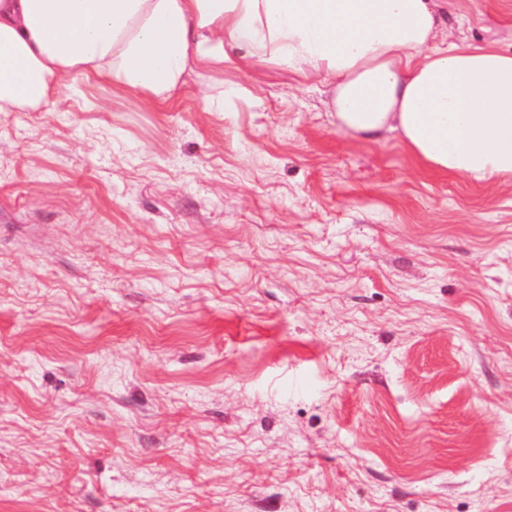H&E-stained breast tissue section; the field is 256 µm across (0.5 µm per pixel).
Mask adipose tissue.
<instances>
[{
    "mask_svg": "<svg viewBox=\"0 0 512 512\" xmlns=\"http://www.w3.org/2000/svg\"><path fill=\"white\" fill-rule=\"evenodd\" d=\"M436 0H0V112L64 78L153 103L188 75L285 70L331 88L339 128L397 133L423 166L512 178V51L439 45Z\"/></svg>",
    "mask_w": 512,
    "mask_h": 512,
    "instance_id": "obj_1",
    "label": "adipose tissue"
}]
</instances>
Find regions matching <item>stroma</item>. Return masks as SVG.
I'll list each match as a JSON object with an SVG mask.
<instances>
[{"label": "stroma", "instance_id": "35a3bbf8", "mask_svg": "<svg viewBox=\"0 0 512 512\" xmlns=\"http://www.w3.org/2000/svg\"><path fill=\"white\" fill-rule=\"evenodd\" d=\"M449 44L512 47L501 0ZM250 99L200 108L217 81ZM254 67L0 113V512H512V180Z\"/></svg>", "mask_w": 512, "mask_h": 512}]
</instances>
